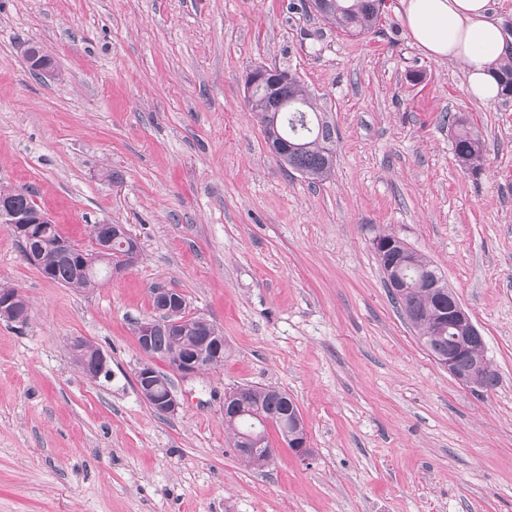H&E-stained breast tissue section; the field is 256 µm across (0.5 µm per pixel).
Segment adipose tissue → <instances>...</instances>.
Returning <instances> with one entry per match:
<instances>
[{
	"instance_id": "ef3b65f1",
	"label": "adipose tissue",
	"mask_w": 512,
	"mask_h": 512,
	"mask_svg": "<svg viewBox=\"0 0 512 512\" xmlns=\"http://www.w3.org/2000/svg\"><path fill=\"white\" fill-rule=\"evenodd\" d=\"M401 7L411 39L425 54L464 62L468 93L484 102L498 99L495 71L505 41L488 0H401Z\"/></svg>"
}]
</instances>
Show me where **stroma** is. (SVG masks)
Masks as SVG:
<instances>
[{
	"label": "stroma",
	"instance_id": "obj_1",
	"mask_svg": "<svg viewBox=\"0 0 512 512\" xmlns=\"http://www.w3.org/2000/svg\"><path fill=\"white\" fill-rule=\"evenodd\" d=\"M37 43L55 78L24 57ZM295 74L336 128L330 178L267 148L245 79ZM411 40L400 0L347 37L302 0H0V186L28 187L61 234L127 225L137 261L77 291L25 261L0 225V512H512V99ZM485 142L458 166L444 117ZM426 254L484 338L493 389L452 378L396 308L372 249ZM184 295L224 333L223 366L141 398L134 335L153 294ZM109 358L85 374L70 342ZM274 385L313 454L277 431L242 463L224 393Z\"/></svg>",
	"mask_w": 512,
	"mask_h": 512
}]
</instances>
